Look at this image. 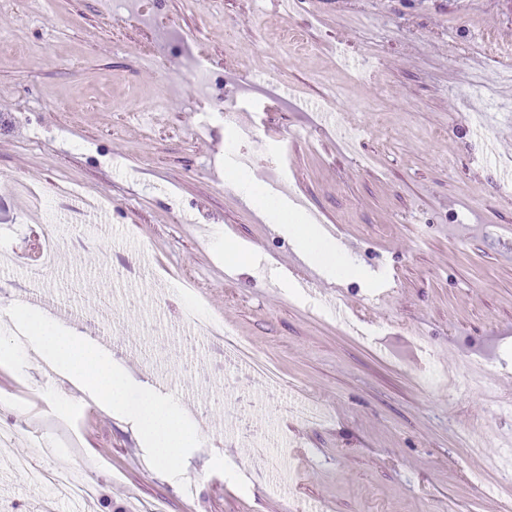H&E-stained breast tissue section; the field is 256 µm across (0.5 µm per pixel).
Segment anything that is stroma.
Wrapping results in <instances>:
<instances>
[{
    "mask_svg": "<svg viewBox=\"0 0 512 512\" xmlns=\"http://www.w3.org/2000/svg\"><path fill=\"white\" fill-rule=\"evenodd\" d=\"M0 34V300L176 396L200 438L188 494L70 383L0 367L18 432L0 512H41L7 462L33 435L58 449L43 468L93 487L56 512H512L471 481L512 486V0H0ZM219 103L252 114L254 140ZM228 159L382 285L294 259ZM224 237L255 268L225 264ZM49 245L31 287L24 251ZM190 307L246 340L279 395L194 334Z\"/></svg>",
    "mask_w": 512,
    "mask_h": 512,
    "instance_id": "35a3bbf8",
    "label": "stroma"
}]
</instances>
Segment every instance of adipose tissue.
<instances>
[{
    "label": "adipose tissue",
    "mask_w": 512,
    "mask_h": 512,
    "mask_svg": "<svg viewBox=\"0 0 512 512\" xmlns=\"http://www.w3.org/2000/svg\"><path fill=\"white\" fill-rule=\"evenodd\" d=\"M224 176L226 181L236 187L250 207L272 223L279 234L292 241L298 256L324 277L333 279L351 276L364 278L371 284L376 282L375 274L362 272L360 268L352 266L336 241L328 237L319 225L306 223L298 211L288 210L282 201L273 199L251 180L242 176L235 164H228Z\"/></svg>",
    "instance_id": "1"
}]
</instances>
